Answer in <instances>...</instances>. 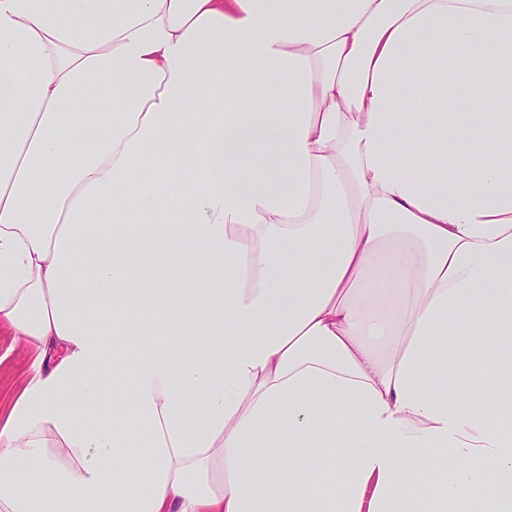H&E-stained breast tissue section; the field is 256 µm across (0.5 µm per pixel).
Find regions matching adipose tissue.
<instances>
[{
    "instance_id": "1",
    "label": "adipose tissue",
    "mask_w": 512,
    "mask_h": 512,
    "mask_svg": "<svg viewBox=\"0 0 512 512\" xmlns=\"http://www.w3.org/2000/svg\"><path fill=\"white\" fill-rule=\"evenodd\" d=\"M1 324L0 512H512V0H0ZM30 354L7 327L0 329V413L6 415L28 372ZM493 355V347H480L473 350L470 364L464 368L458 380V388L463 395L477 397L482 394V391L475 386L474 376L489 366Z\"/></svg>"
}]
</instances>
